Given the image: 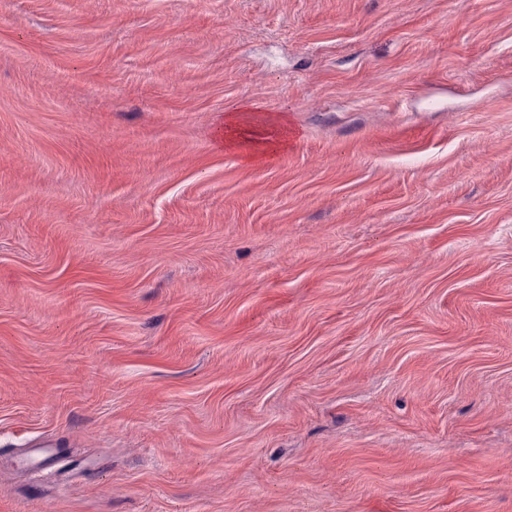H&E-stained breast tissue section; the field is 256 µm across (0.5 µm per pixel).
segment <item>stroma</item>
<instances>
[{
    "instance_id": "35a3bbf8",
    "label": "stroma",
    "mask_w": 512,
    "mask_h": 512,
    "mask_svg": "<svg viewBox=\"0 0 512 512\" xmlns=\"http://www.w3.org/2000/svg\"><path fill=\"white\" fill-rule=\"evenodd\" d=\"M0 512H512V0H0ZM225 148H234L248 160H255L285 148L284 134L255 126L240 115H231L222 135Z\"/></svg>"
}]
</instances>
